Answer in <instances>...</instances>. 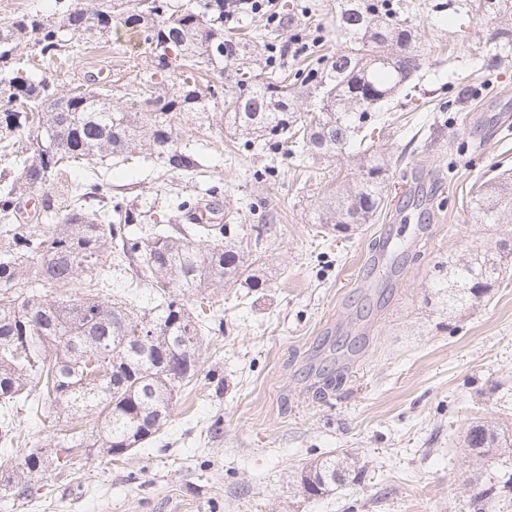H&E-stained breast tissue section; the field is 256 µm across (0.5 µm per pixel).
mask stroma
I'll list each match as a JSON object with an SVG mask.
<instances>
[{"label":"stroma","instance_id":"35a3bbf8","mask_svg":"<svg viewBox=\"0 0 512 512\" xmlns=\"http://www.w3.org/2000/svg\"><path fill=\"white\" fill-rule=\"evenodd\" d=\"M336 17V0H278V55L259 49L254 68L295 65L292 40L311 12ZM426 58L420 98L385 130L378 152L395 158L382 211L349 236L318 232L312 217L345 173L343 157L301 170L284 153L234 151L219 111L175 112L193 173L167 171L141 153L106 159L114 197L184 225L177 198L215 201L219 220L268 225L261 246L241 247L259 268V288H218L188 297L205 325L202 379L179 389L160 437L106 467L52 472L24 501L0 490V512H476L488 483L501 485L486 512H512V454L475 460L469 426L492 421L512 434V280L472 309L448 314L431 296L436 268L512 224L475 223L468 193L491 169H512V56L483 64L481 16L421 12ZM148 48L120 20L105 39L72 37L53 61L22 51L34 75L59 93L102 86L112 106L139 108ZM218 186L215 197L205 190ZM394 235L397 248L383 249ZM224 328H210L213 304ZM364 470L319 496L301 477L329 456Z\"/></svg>","mask_w":512,"mask_h":512}]
</instances>
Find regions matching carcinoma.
<instances>
[{
  "label": "carcinoma",
  "mask_w": 512,
  "mask_h": 512,
  "mask_svg": "<svg viewBox=\"0 0 512 512\" xmlns=\"http://www.w3.org/2000/svg\"><path fill=\"white\" fill-rule=\"evenodd\" d=\"M434 8L467 14L472 4L438 0ZM478 8L492 25L487 42L494 49L487 54L495 61L512 47V0H483ZM421 9L420 0H340L336 36L343 47L324 54L319 39L304 66L267 72L250 67L249 48L272 45L274 30L224 27V0H64L55 17L0 21V142L5 149L24 144L17 174L0 187V443L22 449L0 470L1 490L26 499L40 490L35 479L52 469L81 467V449L108 466L153 439L168 423L177 389L201 376L202 329L182 297L262 285L248 272L242 225L193 222L171 234L121 202L90 209L88 201L110 192L99 171L73 182L68 209L55 224L29 223L17 200L95 156L147 149L172 170H194L168 115L204 112L211 101L222 105L225 127L246 136L243 146L257 154L283 150L302 162L346 155L352 178L340 182L315 220L354 232L387 198L392 162L374 150L375 135L399 120L393 101L411 96L422 78L423 59L412 47ZM116 17L149 49L139 112L111 108L100 89L60 96L18 54L31 46L58 58L68 37L107 36ZM188 70L222 72L224 96L203 98ZM172 79L179 84L170 93ZM59 136L67 141L62 152L51 148ZM467 207L482 224H512V174L482 181ZM509 254L512 248L496 240L458 255L438 275L434 295L450 312L473 307L500 286ZM125 274L129 298L112 297V277ZM73 285L80 291L74 298L66 294ZM146 289L160 293L148 310L134 303ZM63 414L90 416L93 425L70 432L60 427ZM23 416L50 434L53 449L28 447ZM466 446L481 459L512 450V441L483 421L469 428ZM362 475L356 463L327 457L301 482L319 496Z\"/></svg>",
  "instance_id": "cac0c4a2"
}]
</instances>
